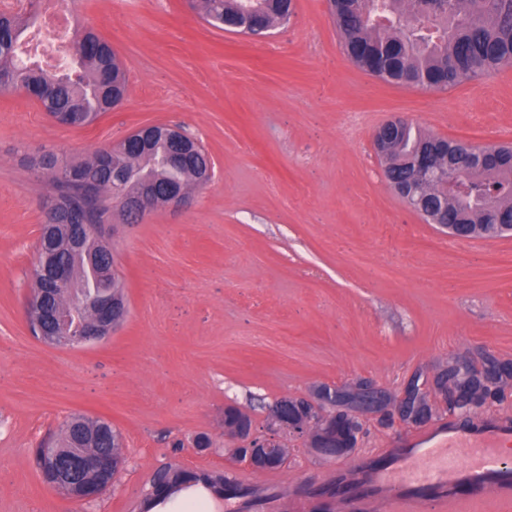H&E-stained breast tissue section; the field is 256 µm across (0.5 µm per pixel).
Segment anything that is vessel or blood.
<instances>
[{
	"label": "vessel or blood",
	"instance_id": "b4317fda",
	"mask_svg": "<svg viewBox=\"0 0 512 512\" xmlns=\"http://www.w3.org/2000/svg\"><path fill=\"white\" fill-rule=\"evenodd\" d=\"M509 447L512 422L477 413L463 429L441 418L380 452L350 453L313 483L245 469L234 476L270 503L287 501L288 512H496L512 503V459L503 454Z\"/></svg>",
	"mask_w": 512,
	"mask_h": 512
}]
</instances>
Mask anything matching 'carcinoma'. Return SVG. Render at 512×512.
<instances>
[{
  "instance_id": "obj_1",
  "label": "carcinoma",
  "mask_w": 512,
  "mask_h": 512,
  "mask_svg": "<svg viewBox=\"0 0 512 512\" xmlns=\"http://www.w3.org/2000/svg\"><path fill=\"white\" fill-rule=\"evenodd\" d=\"M258 24L273 28L291 14L292 0H261ZM348 57L370 74L395 84L446 90L475 81L504 65L512 64V0H328ZM256 0H194L201 18L218 29L248 35L243 17ZM37 18L36 4L17 17L0 13V91L23 92L52 113L73 117L79 128L87 127L100 114L123 99L126 75L112 45L91 28L76 38L75 66L65 72L48 71L20 63L18 49L27 29ZM176 135L192 150V158L178 167L163 164L175 143L156 139L143 149L137 140L127 147L96 151L92 158L67 162L53 150L29 161L54 194L46 206L58 212V222L40 236L38 251L49 244L62 245L68 238L67 219L81 224H110L116 189L132 191L143 180L159 190L175 183L184 190L200 187L199 168L208 155L203 146L181 131ZM392 143L384 161L396 179L409 174L404 162L422 146L436 141L448 144V157H440V170H448V183L438 181L422 188L443 224H487L498 213L512 214V147L499 149L495 168L484 170L485 178L468 177L473 163L465 148L455 142L423 132L411 125L391 127L381 134ZM448 194L442 207L440 195ZM68 278L53 286L45 304L29 306L30 322L50 326V315L58 308L79 301L78 290L91 278L86 250L67 254ZM123 437L111 422L73 415L54 441L55 453L70 463L99 448L120 454ZM222 471H194L163 467L158 482L144 492L145 512L192 491L214 494L226 490Z\"/></svg>"
}]
</instances>
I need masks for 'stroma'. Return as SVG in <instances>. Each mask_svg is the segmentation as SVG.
<instances>
[{"label": "stroma", "instance_id": "35a3bbf8", "mask_svg": "<svg viewBox=\"0 0 512 512\" xmlns=\"http://www.w3.org/2000/svg\"><path fill=\"white\" fill-rule=\"evenodd\" d=\"M62 3L111 43L127 95L69 128L0 92V512H132L168 463L239 468L226 407L262 434L275 400L321 384L398 395L477 349L512 361V238L450 242L391 190L373 146L395 117L512 143V66L447 90L383 81L346 57L327 0H294L262 38L186 0ZM152 124L201 142L212 180L112 237L128 314L109 338L45 344L27 303L50 188L24 159H86ZM74 414L123 436L124 470L92 503L45 485L33 460Z\"/></svg>", "mask_w": 512, "mask_h": 512}]
</instances>
